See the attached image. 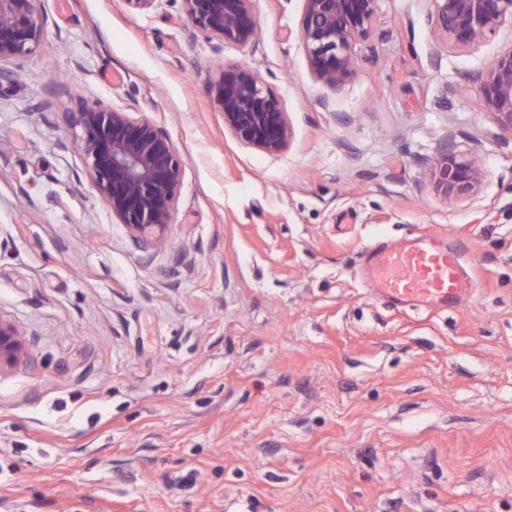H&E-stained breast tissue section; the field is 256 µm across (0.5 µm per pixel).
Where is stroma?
<instances>
[{
	"mask_svg": "<svg viewBox=\"0 0 512 512\" xmlns=\"http://www.w3.org/2000/svg\"><path fill=\"white\" fill-rule=\"evenodd\" d=\"M337 92L315 81L303 0H256L245 45L178 0H38L0 63V512H512V136L476 86L501 47L447 49L429 0H380ZM257 69L291 128L239 144L209 85ZM98 101L163 128L183 160L162 243L119 224L63 119ZM475 160L450 203L426 163ZM463 245L452 309L393 308L361 250ZM20 336L15 326L0 319V368L20 357L23 348Z\"/></svg>",
	"mask_w": 512,
	"mask_h": 512,
	"instance_id": "1",
	"label": "stroma"
}]
</instances>
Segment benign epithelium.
Returning a JSON list of instances; mask_svg holds the SVG:
<instances>
[{
	"instance_id": "7a95c632",
	"label": "benign epithelium",
	"mask_w": 512,
	"mask_h": 512,
	"mask_svg": "<svg viewBox=\"0 0 512 512\" xmlns=\"http://www.w3.org/2000/svg\"><path fill=\"white\" fill-rule=\"evenodd\" d=\"M36 0H0V62L29 55L42 34ZM182 11L202 34L244 45L256 35L254 0H181ZM379 0H304L300 35L310 70L334 90L354 67L353 48L373 30ZM429 22L450 50H470L512 25V0H430ZM224 125L242 145L280 152L289 144L288 115L280 100L246 65H224L210 85ZM480 110L512 133V44L503 47L474 91ZM80 131L85 172L120 223L134 234L160 238L171 223L183 162L168 134L155 124L100 102L65 114ZM435 190L460 201L480 188L484 172L475 161L443 151L429 165ZM22 353L15 326L0 319V367Z\"/></svg>"
}]
</instances>
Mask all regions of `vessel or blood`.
Returning <instances> with one entry per match:
<instances>
[{
    "label": "vessel or blood",
    "mask_w": 512,
    "mask_h": 512,
    "mask_svg": "<svg viewBox=\"0 0 512 512\" xmlns=\"http://www.w3.org/2000/svg\"><path fill=\"white\" fill-rule=\"evenodd\" d=\"M361 265L370 288L394 306L447 309L470 291L461 249L429 235H406L366 248Z\"/></svg>",
    "instance_id": "vessel-or-blood-1"
}]
</instances>
